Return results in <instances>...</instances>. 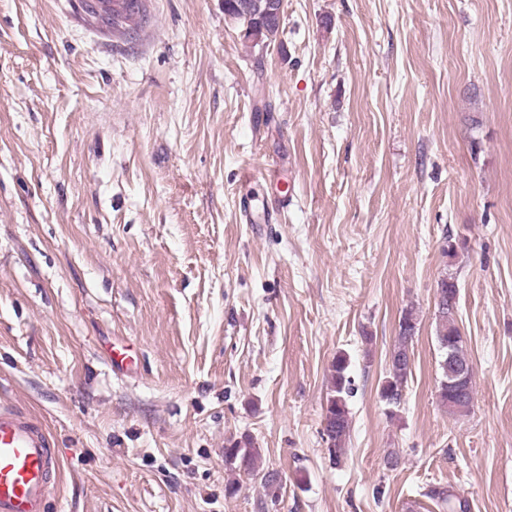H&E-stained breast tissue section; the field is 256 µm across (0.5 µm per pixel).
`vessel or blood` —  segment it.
Returning <instances> with one entry per match:
<instances>
[{"mask_svg": "<svg viewBox=\"0 0 512 512\" xmlns=\"http://www.w3.org/2000/svg\"><path fill=\"white\" fill-rule=\"evenodd\" d=\"M60 471L46 426L22 410L0 407V512H46Z\"/></svg>", "mask_w": 512, "mask_h": 512, "instance_id": "1", "label": "vessel or blood"}]
</instances>
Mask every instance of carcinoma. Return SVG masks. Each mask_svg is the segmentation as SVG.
<instances>
[{"label": "carcinoma", "instance_id": "carcinoma-1", "mask_svg": "<svg viewBox=\"0 0 512 512\" xmlns=\"http://www.w3.org/2000/svg\"><path fill=\"white\" fill-rule=\"evenodd\" d=\"M282 7V0H250L251 10L236 18L242 25H249L257 30L261 40L256 42L244 37L251 46L268 47L277 40L280 25L276 20L269 18L266 8L269 3ZM102 18L112 35L125 38L142 27L148 20V9L145 0H98ZM457 284L452 278L441 281L438 289V302L436 314V339L438 346L454 339L453 362L466 371V378L458 391L448 393V380L450 367L439 364L438 396L441 404L450 414L465 413L470 409L472 402V366L466 352L464 340L460 337V329L456 323L455 313L452 312L457 304ZM418 325V316L413 308L403 311L399 319V332L390 359L386 376L380 386V397L391 408L400 406L403 392L407 387L411 375L409 350L415 338ZM349 362L347 356L340 354L332 364L330 394L324 416V435L328 443L330 456L340 457L347 451L346 445L350 438L351 417L348 400L352 394V381L348 374ZM226 463L239 464L244 469L255 472L258 468V451L254 448L248 436L230 438L224 448ZM424 496L433 501L444 512H471L469 499L456 495L440 486H431Z\"/></svg>", "mask_w": 512, "mask_h": 512}]
</instances>
